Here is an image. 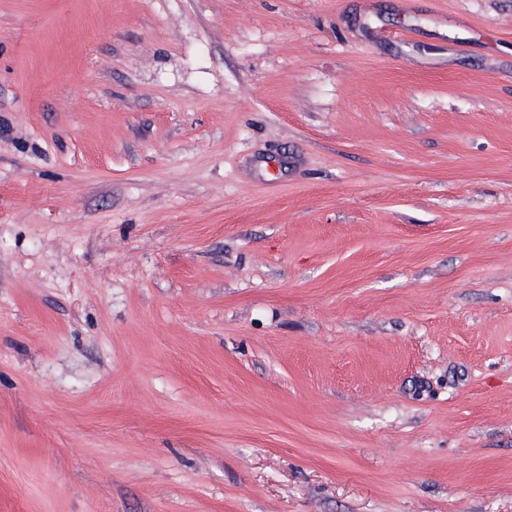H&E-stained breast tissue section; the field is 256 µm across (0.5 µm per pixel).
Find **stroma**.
Segmentation results:
<instances>
[{
    "label": "stroma",
    "mask_w": 512,
    "mask_h": 512,
    "mask_svg": "<svg viewBox=\"0 0 512 512\" xmlns=\"http://www.w3.org/2000/svg\"><path fill=\"white\" fill-rule=\"evenodd\" d=\"M0 512H512V0H0Z\"/></svg>",
    "instance_id": "1"
}]
</instances>
